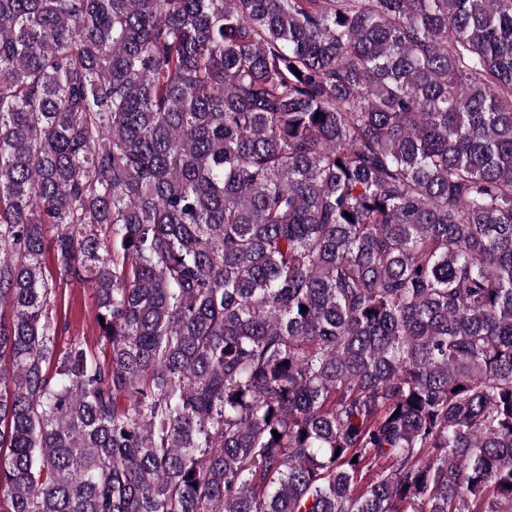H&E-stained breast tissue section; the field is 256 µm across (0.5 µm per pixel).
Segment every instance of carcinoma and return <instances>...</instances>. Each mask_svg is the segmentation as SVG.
Here are the masks:
<instances>
[{
    "label": "carcinoma",
    "mask_w": 512,
    "mask_h": 512,
    "mask_svg": "<svg viewBox=\"0 0 512 512\" xmlns=\"http://www.w3.org/2000/svg\"><path fill=\"white\" fill-rule=\"evenodd\" d=\"M0 512H512V0H0ZM92 290L86 284L73 282L58 286V304L62 321L66 318L67 330L59 333L56 343L62 347L71 338H86L96 343L98 328L95 322V308Z\"/></svg>",
    "instance_id": "cac0c4a2"
}]
</instances>
